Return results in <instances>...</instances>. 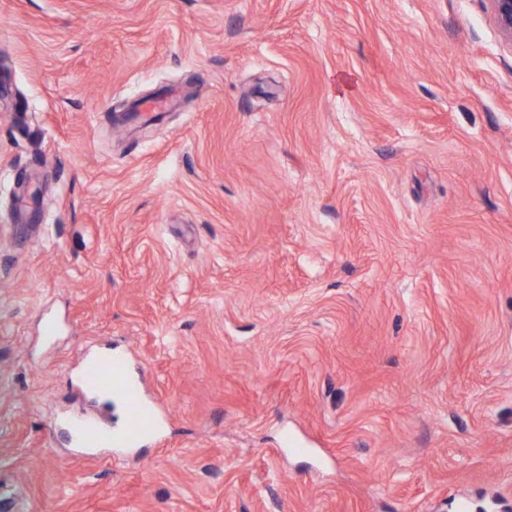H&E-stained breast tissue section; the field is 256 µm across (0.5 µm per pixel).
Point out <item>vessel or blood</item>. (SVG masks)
I'll return each instance as SVG.
<instances>
[{"label": "vessel or blood", "instance_id": "obj_1", "mask_svg": "<svg viewBox=\"0 0 512 512\" xmlns=\"http://www.w3.org/2000/svg\"><path fill=\"white\" fill-rule=\"evenodd\" d=\"M80 378L86 388L102 392L119 401L125 409V421L117 429L91 419H76L72 429L78 447L93 448L109 440L130 447L142 434L158 432V416L146 404L141 378L133 370L124 352L117 350L110 355L87 354L83 360Z\"/></svg>", "mask_w": 512, "mask_h": 512}]
</instances>
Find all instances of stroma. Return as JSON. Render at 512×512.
<instances>
[{"mask_svg": "<svg viewBox=\"0 0 512 512\" xmlns=\"http://www.w3.org/2000/svg\"><path fill=\"white\" fill-rule=\"evenodd\" d=\"M113 347L162 438L75 447V417L122 422L79 383ZM2 485L27 512H512L488 0H0Z\"/></svg>", "mask_w": 512, "mask_h": 512, "instance_id": "35a3bbf8", "label": "stroma"}]
</instances>
